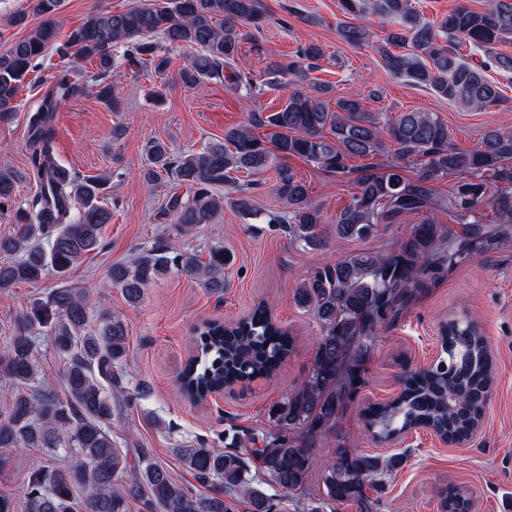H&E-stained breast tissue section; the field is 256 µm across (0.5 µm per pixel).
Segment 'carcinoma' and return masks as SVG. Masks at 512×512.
<instances>
[{
  "label": "carcinoma",
  "instance_id": "1",
  "mask_svg": "<svg viewBox=\"0 0 512 512\" xmlns=\"http://www.w3.org/2000/svg\"><path fill=\"white\" fill-rule=\"evenodd\" d=\"M61 0H34L43 16L27 36L0 54V121L14 110V100L33 63L51 48L97 62L93 75L96 96L116 111L119 97L105 81L112 68V47L135 66L153 68L162 76L171 59L160 53L159 36L172 47L198 49L178 70L186 88L210 80L233 93L288 85V77L306 78L325 57L315 43L300 49L291 64L272 62L266 78L257 79L242 65L244 28L259 26V0H169V6L142 5L120 12L90 15L58 42L53 15ZM344 13L355 17L371 10L385 25L382 60L396 77L431 89L438 97L471 110L500 102L499 86L487 69L512 73V56L495 51L512 37V0H490L484 10L458 6L427 20L412 0H341ZM351 46L369 41L370 30L357 23L337 26ZM401 49L396 54L389 47ZM483 52L474 65L462 49ZM82 92L70 70L54 75L50 92L29 116L30 139L37 150L28 172L37 193L27 208L12 212L17 229L0 238V289L35 282L53 273L60 280L27 314L0 350V371L17 386L29 387L36 377V328H47L57 353L66 357L65 397L32 390L18 392L0 419V448H42L47 455L68 450L73 462L53 468L41 462L28 472V512H129V501L142 500L150 512H229L226 499L244 498L251 512H277V503L257 488L245 461L223 448L179 449V457L199 482L220 486L201 497L177 482L171 472L146 455L130 463L128 454L112 441V420L124 393L123 364L128 330L118 317H103L89 325L88 290L71 288L68 277L101 241L104 225L112 222L108 182L104 176L80 178L60 165L51 146V123L61 102ZM329 87L288 94L278 109L254 112L251 126L230 127L224 140L200 150L174 153L162 140L147 145L151 167L144 174L150 186L168 178L186 184L193 195L172 194L165 213L182 232L209 224L229 204L242 216L257 215L251 176L275 171L274 190L284 210L266 215L269 224H284L297 243L314 249L329 237L366 239L381 224H395L419 215L387 254L357 252L318 268L296 289V304L311 311L320 326L311 369L286 400L272 409L275 431L262 435L257 449L265 479L285 493L305 487L312 465L311 440L336 425V418L367 383L366 362L376 334L394 323L421 288L473 254L506 238L501 224L512 223V133L487 131L480 146L464 150L448 141V126L432 112H403L382 126L358 98H338L335 107L323 96ZM266 128L259 137L251 127ZM332 138H327L324 132ZM394 147L402 159L423 155L417 176L409 180L402 166L391 163L382 173L364 169L355 179L350 201L328 224L311 200L309 185L287 159L303 158L346 178L354 173L350 157L372 156ZM460 175L448 195L434 184ZM17 176L0 170V209L9 208ZM230 187V196L214 191ZM491 208L497 226L485 224ZM448 217L443 224L440 216ZM233 255L222 247L201 262L193 253L174 256L162 247L139 253L128 264H116L109 284L130 304L138 303L145 286L175 267L203 281L213 292H224V266ZM197 349L181 371L182 393L203 400L212 392L248 386L268 378L294 349V338L272 318L265 303L233 323L205 322L196 328ZM443 356L431 366L409 371L398 396L369 407L366 429L377 443L391 442L414 428L428 426L451 442L466 439L482 421L493 382V363L485 339L466 320H448L440 331ZM404 457H381L341 443L330 449L324 468L321 502H296L295 512H336L353 506L357 512H379V499L367 488H383L381 478L398 471Z\"/></svg>",
  "mask_w": 512,
  "mask_h": 512
}]
</instances>
